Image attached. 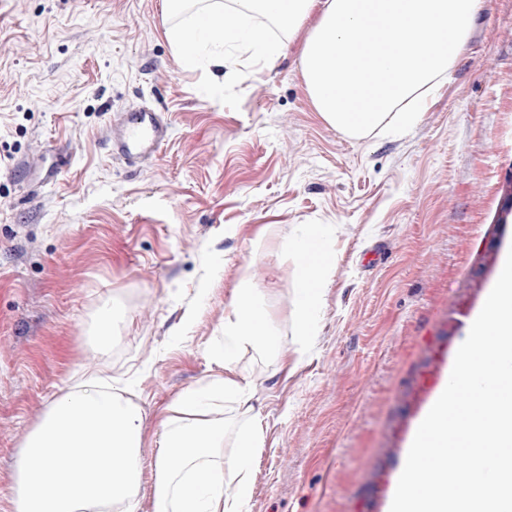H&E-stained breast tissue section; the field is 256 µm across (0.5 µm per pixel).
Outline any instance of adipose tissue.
I'll return each instance as SVG.
<instances>
[{
	"label": "adipose tissue",
	"instance_id": "obj_1",
	"mask_svg": "<svg viewBox=\"0 0 512 512\" xmlns=\"http://www.w3.org/2000/svg\"><path fill=\"white\" fill-rule=\"evenodd\" d=\"M166 36L181 64L193 68L224 62L220 29L230 27L255 62L270 64L281 46L252 27L253 17L279 18L286 31L311 29L300 64L311 102L336 129L362 136L377 129L410 127L425 112L430 94L446 78L483 0H243L228 13L223 0H205ZM383 32L373 63L352 55L359 28ZM434 30L449 39H430ZM332 260L298 265L292 304L302 338L313 332L318 291ZM249 270H242L224 310V373L202 389L182 394L181 416L161 415L153 463L154 512H243L252 492L253 458L262 441L251 384L238 370L244 350L274 351L277 336ZM230 400L247 424L232 455H224V422L197 406L202 396ZM141 407L92 375L64 389L27 434L14 486V512H140L144 438Z\"/></svg>",
	"mask_w": 512,
	"mask_h": 512
}]
</instances>
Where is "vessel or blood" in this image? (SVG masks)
I'll use <instances>...</instances> for the list:
<instances>
[{"instance_id":"vessel-or-blood-1","label":"vessel or blood","mask_w":512,"mask_h":512,"mask_svg":"<svg viewBox=\"0 0 512 512\" xmlns=\"http://www.w3.org/2000/svg\"><path fill=\"white\" fill-rule=\"evenodd\" d=\"M381 38V32L359 30L350 43V50L360 59L372 58L375 45ZM169 130L166 114L154 108L118 113L112 118L110 152L129 160L155 158L165 145Z\"/></svg>"}]
</instances>
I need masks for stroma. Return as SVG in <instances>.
Instances as JSON below:
<instances>
[{"label":"stroma","mask_w":512,"mask_h":512,"mask_svg":"<svg viewBox=\"0 0 512 512\" xmlns=\"http://www.w3.org/2000/svg\"><path fill=\"white\" fill-rule=\"evenodd\" d=\"M164 0H0V512L28 431L68 385L111 377L157 417L223 375L243 265L278 351L241 352L262 445L246 512H385L410 435L512 244V0H484L447 81L403 132L315 111L295 36L274 63L224 48L184 70ZM166 112L158 157L106 145L110 116ZM66 153L58 180L41 171ZM329 227L334 267L301 349L286 243ZM113 304L112 347L91 341Z\"/></svg>","instance_id":"obj_1"}]
</instances>
